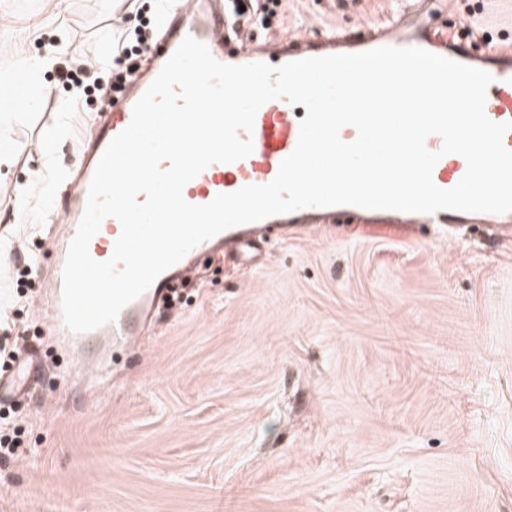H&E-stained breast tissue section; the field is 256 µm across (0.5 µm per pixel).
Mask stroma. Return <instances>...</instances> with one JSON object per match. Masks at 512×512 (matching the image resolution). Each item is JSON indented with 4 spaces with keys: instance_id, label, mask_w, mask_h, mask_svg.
Instances as JSON below:
<instances>
[{
    "instance_id": "1",
    "label": "stroma",
    "mask_w": 512,
    "mask_h": 512,
    "mask_svg": "<svg viewBox=\"0 0 512 512\" xmlns=\"http://www.w3.org/2000/svg\"><path fill=\"white\" fill-rule=\"evenodd\" d=\"M138 0H0V336L39 364L0 402V512H512V238L349 224L201 257L177 308L89 394L47 331L67 191L110 98L71 110L59 74L102 56ZM395 0H286L278 35L377 23ZM66 32L67 50L32 74ZM57 129L53 147L45 130ZM48 183L50 204L16 200Z\"/></svg>"
}]
</instances>
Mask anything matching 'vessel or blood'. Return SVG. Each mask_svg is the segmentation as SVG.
<instances>
[{
	"instance_id": "1",
	"label": "vessel or blood",
	"mask_w": 512,
	"mask_h": 512,
	"mask_svg": "<svg viewBox=\"0 0 512 512\" xmlns=\"http://www.w3.org/2000/svg\"><path fill=\"white\" fill-rule=\"evenodd\" d=\"M440 0H398L384 28L364 29L355 33L324 35L317 39L284 37L260 49L234 46L225 39V10L220 0H179L176 8L162 18L163 39L155 47L156 68L139 73L125 92L116 112L99 126L95 143L85 163L82 179L70 190L63 210L64 229L54 241L48 289V328L53 336L72 348L81 350L84 344L96 341L100 352L87 358L83 366L87 378L100 382L107 368L110 350L134 345L141 328L156 303L167 296L171 285L188 275L195 267L199 254L214 248H225L241 257H251L258 241L271 234H280L292 224H315L321 219L344 214L369 218L373 212L357 206L310 207L289 214L275 215L264 220L227 229L195 247L179 262L163 272L151 287L129 304L110 325L97 330L75 334L67 329L62 313L63 267L68 245L83 215L88 188L96 165L110 143L132 119L135 102L157 77V68L165 64L185 36L204 42L211 54L227 64L264 62L280 66L287 62L333 54L358 53L378 47H419L434 54L488 72L493 82L487 91L485 112L495 122H512V41L491 51L474 48L465 37L441 39L435 33L434 21L439 14ZM305 117L299 106L278 99L264 104L257 112L252 135L253 152L232 164L215 163L207 167L184 188V197L193 204L210 202L217 194L230 193L249 184H265L277 174L281 161L295 149L300 122ZM466 170L461 156L451 154L435 166L434 183L447 189L455 186ZM406 230L418 224H494L502 231L512 230V213L497 215L441 210L432 214L400 213ZM121 226L108 217L89 245L91 256L99 261L110 258Z\"/></svg>"
}]
</instances>
